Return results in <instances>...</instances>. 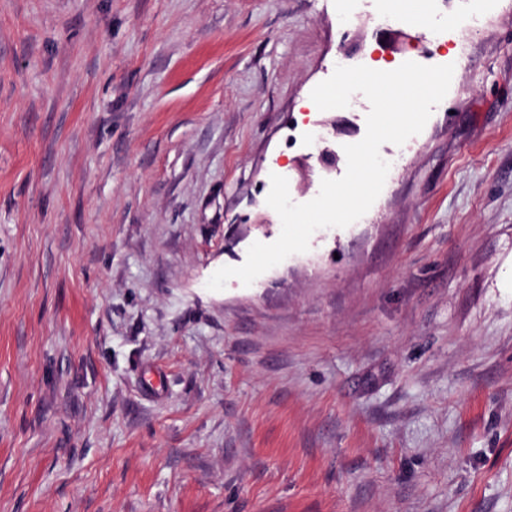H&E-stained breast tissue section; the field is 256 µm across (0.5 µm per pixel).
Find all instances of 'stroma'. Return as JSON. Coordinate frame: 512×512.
<instances>
[{
	"mask_svg": "<svg viewBox=\"0 0 512 512\" xmlns=\"http://www.w3.org/2000/svg\"><path fill=\"white\" fill-rule=\"evenodd\" d=\"M0 0V512H512V0ZM349 56L454 64L371 208L207 282L346 171ZM326 133L325 174L309 131ZM395 14L407 23L422 25L425 23L424 4L420 0H393Z\"/></svg>",
	"mask_w": 512,
	"mask_h": 512,
	"instance_id": "35a3bbf8",
	"label": "stroma"
}]
</instances>
